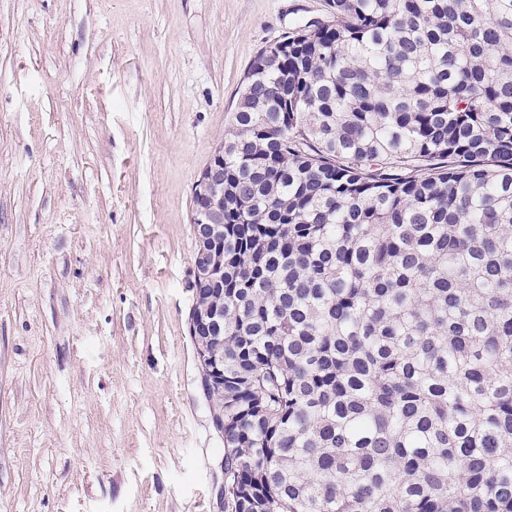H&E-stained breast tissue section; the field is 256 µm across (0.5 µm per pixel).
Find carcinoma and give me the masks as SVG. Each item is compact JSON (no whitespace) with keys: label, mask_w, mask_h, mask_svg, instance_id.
Here are the masks:
<instances>
[{"label":"carcinoma","mask_w":512,"mask_h":512,"mask_svg":"<svg viewBox=\"0 0 512 512\" xmlns=\"http://www.w3.org/2000/svg\"><path fill=\"white\" fill-rule=\"evenodd\" d=\"M220 164L229 512H512V0H326Z\"/></svg>","instance_id":"obj_1"}]
</instances>
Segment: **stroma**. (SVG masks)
Returning <instances> with one entry per match:
<instances>
[{
	"mask_svg": "<svg viewBox=\"0 0 512 512\" xmlns=\"http://www.w3.org/2000/svg\"><path fill=\"white\" fill-rule=\"evenodd\" d=\"M325 0H0V512H225L193 188Z\"/></svg>",
	"mask_w": 512,
	"mask_h": 512,
	"instance_id": "obj_1",
	"label": "stroma"
}]
</instances>
